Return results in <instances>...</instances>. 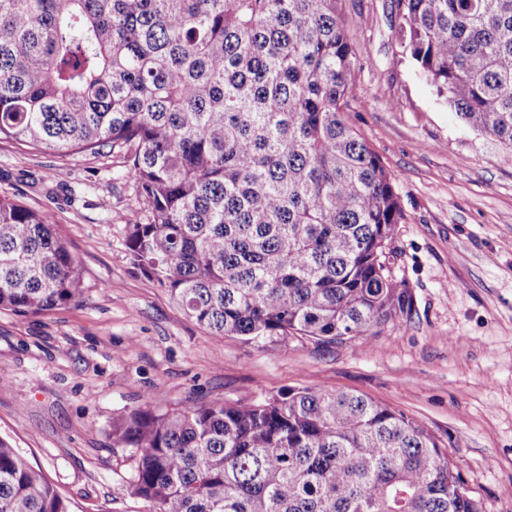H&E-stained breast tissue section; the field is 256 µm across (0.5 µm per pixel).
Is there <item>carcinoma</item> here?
Masks as SVG:
<instances>
[{
	"label": "carcinoma",
	"instance_id": "obj_1",
	"mask_svg": "<svg viewBox=\"0 0 512 512\" xmlns=\"http://www.w3.org/2000/svg\"><path fill=\"white\" fill-rule=\"evenodd\" d=\"M438 96L512 162V0H393ZM341 0H0V139L123 157L131 263L214 336L342 345L410 318L391 174L344 117ZM57 225L0 196V309L82 299ZM154 512H482L417 419L316 387L112 419ZM0 512H70L0 436Z\"/></svg>",
	"mask_w": 512,
	"mask_h": 512
}]
</instances>
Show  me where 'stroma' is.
I'll return each instance as SVG.
<instances>
[{"label":"stroma","instance_id":"35a3bbf8","mask_svg":"<svg viewBox=\"0 0 512 512\" xmlns=\"http://www.w3.org/2000/svg\"><path fill=\"white\" fill-rule=\"evenodd\" d=\"M354 52L348 122L391 174L404 215L396 274L409 321L318 347L215 336L135 268L125 218L141 200L123 159L0 141V196L57 224L82 299L0 310V435L43 468L71 512H153L112 438L130 409L351 391L417 418L482 512H512V164L438 97L394 40L392 0H342Z\"/></svg>","mask_w":512,"mask_h":512}]
</instances>
